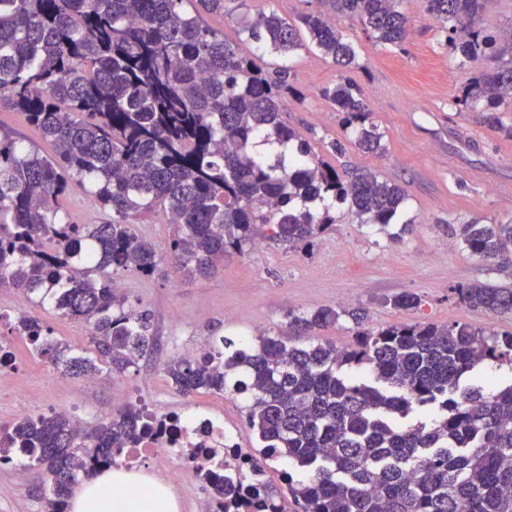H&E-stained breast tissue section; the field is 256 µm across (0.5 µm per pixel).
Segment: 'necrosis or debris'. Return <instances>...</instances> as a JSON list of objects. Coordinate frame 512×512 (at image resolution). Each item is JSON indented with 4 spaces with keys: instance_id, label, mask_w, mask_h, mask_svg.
<instances>
[{
    "instance_id": "obj_1",
    "label": "necrosis or debris",
    "mask_w": 512,
    "mask_h": 512,
    "mask_svg": "<svg viewBox=\"0 0 512 512\" xmlns=\"http://www.w3.org/2000/svg\"><path fill=\"white\" fill-rule=\"evenodd\" d=\"M163 452L175 455L167 472L172 485L179 484L188 472L203 484L212 474L233 483L241 474L254 471L258 462L253 450L230 433L222 420L203 414L193 417L180 410L155 413L153 431L125 450L123 465L135 469Z\"/></svg>"
}]
</instances>
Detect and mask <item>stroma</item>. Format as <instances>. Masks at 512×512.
Masks as SVG:
<instances>
[{
  "mask_svg": "<svg viewBox=\"0 0 512 512\" xmlns=\"http://www.w3.org/2000/svg\"><path fill=\"white\" fill-rule=\"evenodd\" d=\"M327 9L325 0H246L233 16L205 13L201 19L250 55L255 46L241 25L256 12L294 22ZM402 10L409 36L399 46L375 43L359 22L336 16L338 28L357 46L355 67L340 66L306 47L286 58L267 53L265 62L272 69L287 66L294 88L281 120L341 177L363 170L400 185L405 193L401 219L411 222V233L391 242L339 204L335 224L307 251L261 240L243 253L227 255L223 269L208 277L175 278L163 270L149 278L123 274L125 292L152 313L156 348L122 376L103 372L91 379L69 376L22 352L17 370L0 389V419L13 420L25 408L64 404L92 429L142 400L162 411L222 415L226 427L253 448L257 442L241 400L227 394L183 395L166 376V363L220 336L237 339L268 331L289 336L292 309H344L335 326L317 333L319 341L339 348L354 341L356 328L347 316L353 308L364 309L370 326L377 328L423 321L512 332V315L470 309L452 293L471 283L512 288V271L472 257L459 243L461 225L512 222V139L489 127L484 113L456 110L453 100L473 68L460 66L441 45L425 0H404ZM335 83L361 89L382 135V151L350 147L338 155L329 149L330 141L344 137L343 115L320 91ZM405 292L421 298L420 311L392 306V299ZM0 311L26 312L51 326L54 338L77 349L86 345L82 325L58 318L52 306L23 301L14 290L0 289ZM50 496L45 471L29 466L24 457L0 466V512H47Z\"/></svg>",
  "mask_w": 512,
  "mask_h": 512,
  "instance_id": "obj_1",
  "label": "stroma"
}]
</instances>
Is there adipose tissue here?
Returning a JSON list of instances; mask_svg holds the SVG:
<instances>
[{"label": "adipose tissue", "instance_id": "obj_1", "mask_svg": "<svg viewBox=\"0 0 512 512\" xmlns=\"http://www.w3.org/2000/svg\"><path fill=\"white\" fill-rule=\"evenodd\" d=\"M143 478L123 469H105L85 480L68 500V512H176L170 489L154 483L150 496L139 494Z\"/></svg>", "mask_w": 512, "mask_h": 512}]
</instances>
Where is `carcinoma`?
<instances>
[{
  "instance_id": "1",
  "label": "carcinoma",
  "mask_w": 512,
  "mask_h": 512,
  "mask_svg": "<svg viewBox=\"0 0 512 512\" xmlns=\"http://www.w3.org/2000/svg\"><path fill=\"white\" fill-rule=\"evenodd\" d=\"M228 0H0V104L38 127L54 147L45 155L0 127V288L49 302L84 323L83 355L53 340L51 326L21 312L17 332L38 356L77 376L106 367L126 373L155 347L151 314L112 288L116 275L208 276L224 255L258 239L305 248L336 214L310 205L330 197L362 224L397 223L400 186L373 173L343 180L279 119L288 67L258 63L268 50L288 56L302 34L337 64H356L354 44L331 15L290 23L259 11L242 32L258 54L244 56L200 12L233 13ZM357 19L367 38L400 45L408 36L403 0H327ZM487 0H427L445 45L469 62L486 59L454 99L486 113L512 138L500 108L512 100V25L487 34ZM323 99L344 114L353 144L382 150V134L360 89L334 84ZM297 142L296 159L265 162L255 140ZM79 188L99 220L76 224L64 200ZM161 213L172 228L166 251L138 231ZM470 254L512 269V224H464ZM459 302L491 315L512 314V288L453 289ZM391 304L420 309L403 293ZM347 314L351 346L292 344L276 335L221 336L199 359L172 360L165 372L185 394L229 391L269 459L288 460V495L270 485L258 507L288 512H512V382L476 372L484 362L512 367V332L432 322L364 328L363 313L288 311L297 335ZM128 408L86 431L63 415L0 426V461L26 455L51 476V512H64L78 474L112 466L145 432Z\"/></svg>"
}]
</instances>
